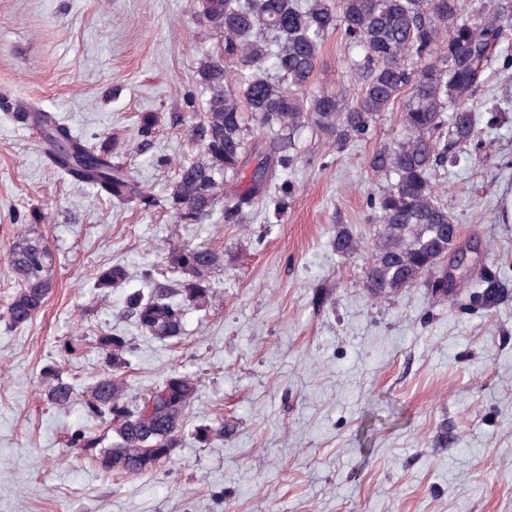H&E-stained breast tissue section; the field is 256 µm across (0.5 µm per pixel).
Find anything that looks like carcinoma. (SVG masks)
<instances>
[{"instance_id":"carcinoma-1","label":"carcinoma","mask_w":512,"mask_h":512,"mask_svg":"<svg viewBox=\"0 0 512 512\" xmlns=\"http://www.w3.org/2000/svg\"><path fill=\"white\" fill-rule=\"evenodd\" d=\"M198 9L223 44L220 55L206 54L197 70L205 95L194 129L200 156L178 167L171 193L177 222L192 224L222 203L224 222L239 224L267 204L277 182L282 192L277 210L284 211L294 188L284 178L294 164L289 149L302 127L311 123L344 148L365 140L377 118L405 93L399 134L368 159L373 171L386 176L387 186L369 198L378 230L363 287L381 299L431 276L432 292L448 294V268L442 262L458 226L437 201L433 185L437 170L481 135L471 100L482 86L492 47L503 37V23L512 22V0H500L490 20L475 0H198ZM338 30L354 49L346 67L356 89L309 95L324 40ZM226 61L235 62L237 70L229 72ZM245 111L270 136L247 140ZM45 124L55 165L119 201L148 200L122 166L74 141L60 124L50 119ZM244 176L237 190H225L226 183ZM334 246L351 255L360 242L340 230ZM167 259L184 275L179 287H159L146 297L133 292L126 301L139 330L160 341L182 335L183 306L208 305V274L218 256L208 247L182 245ZM52 262L41 236L25 234L9 250L7 265L18 285L7 308L13 326L27 324L44 305L53 287ZM127 280L125 267L113 265L95 274L94 286L118 288ZM480 285L484 289L476 298L492 303L498 282L485 277ZM98 346L112 372L97 381L85 404L92 416L109 422L113 442L99 449L78 433L72 446L98 449L95 461L103 471H154L177 449L197 383L173 373L147 395L133 396L119 375L130 350L126 337L102 331ZM72 394V387L53 375L47 398L65 405Z\"/></svg>"}]
</instances>
